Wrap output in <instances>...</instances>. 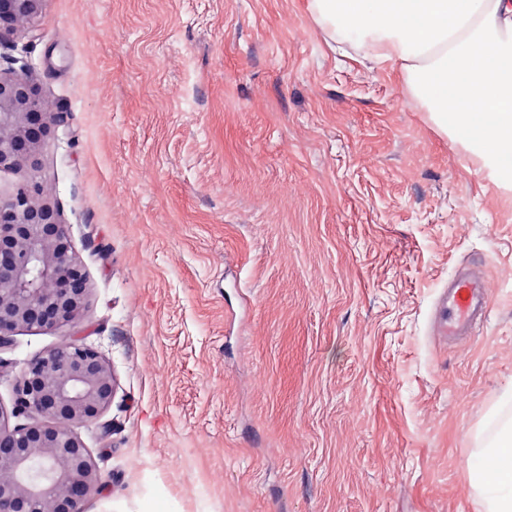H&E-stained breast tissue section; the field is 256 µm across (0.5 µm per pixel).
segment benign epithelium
I'll use <instances>...</instances> for the list:
<instances>
[{
	"label": "benign epithelium",
	"instance_id": "7a95c632",
	"mask_svg": "<svg viewBox=\"0 0 512 512\" xmlns=\"http://www.w3.org/2000/svg\"><path fill=\"white\" fill-rule=\"evenodd\" d=\"M37 2L0 0V31L34 14ZM49 122L26 78L0 76V169L28 156ZM41 194L33 182L0 197V347L20 326L74 320L87 295L85 271ZM13 389V415L33 423L0 426V512H81L102 477L72 427L110 404L112 373L93 347L65 339L31 359Z\"/></svg>",
	"mask_w": 512,
	"mask_h": 512
}]
</instances>
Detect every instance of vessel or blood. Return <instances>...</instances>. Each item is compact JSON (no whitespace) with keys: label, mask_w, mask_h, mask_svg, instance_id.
<instances>
[{"label":"vessel or blood","mask_w":512,"mask_h":512,"mask_svg":"<svg viewBox=\"0 0 512 512\" xmlns=\"http://www.w3.org/2000/svg\"><path fill=\"white\" fill-rule=\"evenodd\" d=\"M489 313L488 285L477 272L452 280L434 312L433 332L444 337L466 336Z\"/></svg>","instance_id":"b4317fda"}]
</instances>
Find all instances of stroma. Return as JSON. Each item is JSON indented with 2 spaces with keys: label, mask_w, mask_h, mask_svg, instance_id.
I'll list each match as a JSON object with an SVG mask.
<instances>
[{
  "label": "stroma",
  "mask_w": 512,
  "mask_h": 512,
  "mask_svg": "<svg viewBox=\"0 0 512 512\" xmlns=\"http://www.w3.org/2000/svg\"><path fill=\"white\" fill-rule=\"evenodd\" d=\"M13 73L54 121L0 196L47 187L88 293L0 348V410L34 356L99 350L82 512H480L512 433V193L415 99L306 0H40L0 38ZM476 262L489 316L451 347L432 309Z\"/></svg>",
  "instance_id": "stroma-1"
}]
</instances>
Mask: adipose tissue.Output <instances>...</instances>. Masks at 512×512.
Returning a JSON list of instances; mask_svg holds the SVG:
<instances>
[{"label": "adipose tissue", "instance_id": "ef3b65f1", "mask_svg": "<svg viewBox=\"0 0 512 512\" xmlns=\"http://www.w3.org/2000/svg\"><path fill=\"white\" fill-rule=\"evenodd\" d=\"M327 44L353 49L512 191V0H307ZM472 477L483 512H512V460Z\"/></svg>", "mask_w": 512, "mask_h": 512}]
</instances>
